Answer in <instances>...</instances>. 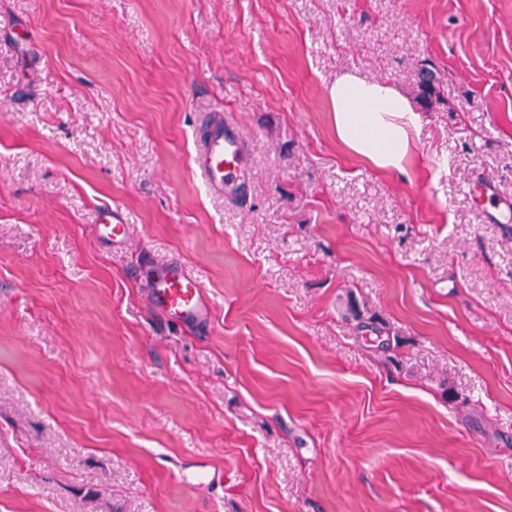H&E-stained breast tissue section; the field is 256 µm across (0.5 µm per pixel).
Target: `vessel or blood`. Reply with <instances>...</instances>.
I'll use <instances>...</instances> for the list:
<instances>
[{
  "label": "vessel or blood",
  "mask_w": 512,
  "mask_h": 512,
  "mask_svg": "<svg viewBox=\"0 0 512 512\" xmlns=\"http://www.w3.org/2000/svg\"><path fill=\"white\" fill-rule=\"evenodd\" d=\"M204 133L193 163L207 189L230 201L244 200L250 193L252 164L250 142L231 119H202ZM102 242L119 246L126 242L132 227L119 211L111 210L96 226ZM147 293L149 306L165 321L202 328L211 321V306L200 281L177 261L151 268Z\"/></svg>",
  "instance_id": "1"
}]
</instances>
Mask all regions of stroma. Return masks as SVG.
I'll list each match as a JSON object with an SVG mask.
<instances>
[{
  "label": "stroma",
  "mask_w": 512,
  "mask_h": 512,
  "mask_svg": "<svg viewBox=\"0 0 512 512\" xmlns=\"http://www.w3.org/2000/svg\"><path fill=\"white\" fill-rule=\"evenodd\" d=\"M426 60L407 175L347 155L328 85ZM0 512H512V0H0ZM439 77L433 67L423 65L419 72L418 93L416 98L418 102L425 106L430 107L434 99L439 96ZM204 133L201 137L194 166L202 176L207 189L225 200L242 201L249 196L252 164L249 138L241 127L224 119H201ZM97 238L102 242L112 244V247L124 244L132 233V225L126 224L117 209L103 215L100 224L96 225ZM149 306L165 321L207 327L211 306L200 281L178 261L153 265L148 279Z\"/></svg>",
  "instance_id": "stroma-1"
}]
</instances>
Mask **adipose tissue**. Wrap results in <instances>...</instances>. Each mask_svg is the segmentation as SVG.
Listing matches in <instances>:
<instances>
[{
	"instance_id": "adipose-tissue-1",
	"label": "adipose tissue",
	"mask_w": 512,
	"mask_h": 512,
	"mask_svg": "<svg viewBox=\"0 0 512 512\" xmlns=\"http://www.w3.org/2000/svg\"><path fill=\"white\" fill-rule=\"evenodd\" d=\"M327 95L341 147L376 168L405 172L417 113L402 92L387 81L346 72L331 82Z\"/></svg>"
}]
</instances>
